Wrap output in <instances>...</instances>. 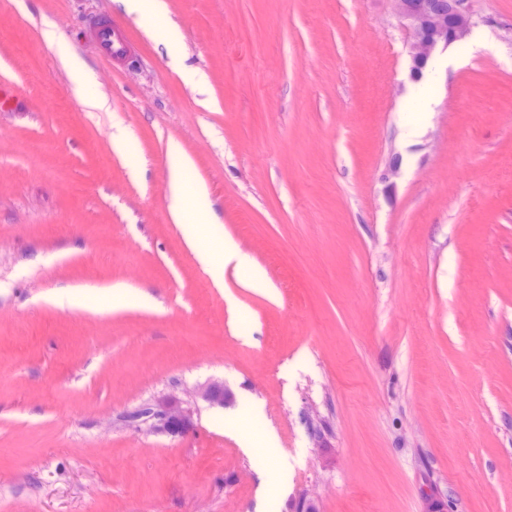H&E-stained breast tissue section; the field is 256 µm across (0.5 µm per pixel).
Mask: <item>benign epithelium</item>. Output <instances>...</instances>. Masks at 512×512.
<instances>
[{"label": "benign epithelium", "mask_w": 512, "mask_h": 512, "mask_svg": "<svg viewBox=\"0 0 512 512\" xmlns=\"http://www.w3.org/2000/svg\"><path fill=\"white\" fill-rule=\"evenodd\" d=\"M402 18L415 28L410 46L414 67L412 80L422 78L430 58L440 46L464 40L475 26L471 15L463 8L464 0H397ZM203 400L211 407L230 405L233 396L224 382L215 381L207 388ZM132 430L142 428L171 436L194 429V412L168 398L141 402L123 413Z\"/></svg>", "instance_id": "1"}]
</instances>
